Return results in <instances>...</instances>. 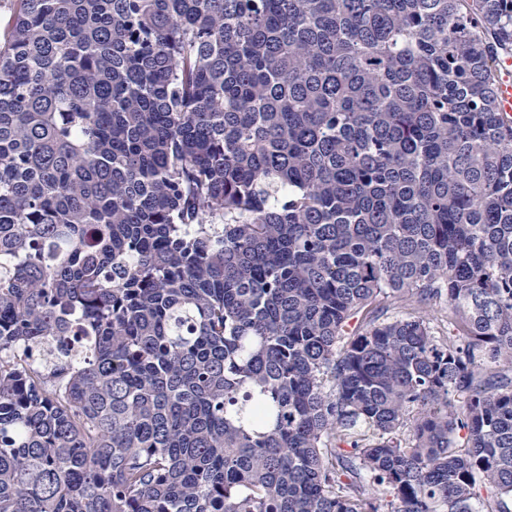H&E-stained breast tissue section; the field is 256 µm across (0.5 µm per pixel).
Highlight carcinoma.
<instances>
[{"mask_svg": "<svg viewBox=\"0 0 512 512\" xmlns=\"http://www.w3.org/2000/svg\"><path fill=\"white\" fill-rule=\"evenodd\" d=\"M511 52L512 0H15L0 512H508ZM498 106L504 115L512 116V59L503 60V76L498 84Z\"/></svg>", "mask_w": 512, "mask_h": 512, "instance_id": "obj_1", "label": "carcinoma"}]
</instances>
